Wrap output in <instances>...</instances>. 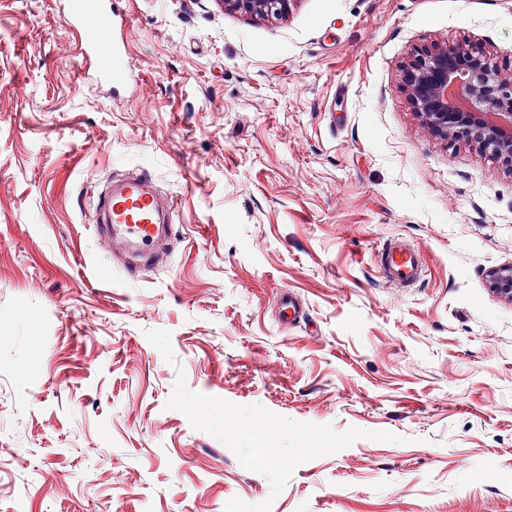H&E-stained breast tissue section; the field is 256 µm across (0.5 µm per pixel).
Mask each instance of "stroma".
<instances>
[{
    "label": "stroma",
    "instance_id": "obj_1",
    "mask_svg": "<svg viewBox=\"0 0 512 512\" xmlns=\"http://www.w3.org/2000/svg\"><path fill=\"white\" fill-rule=\"evenodd\" d=\"M136 80L80 76L59 0H0V512H512V166L427 127L422 55L512 80V0H121ZM146 169L172 257L126 273L96 194ZM421 252L383 279L389 238ZM307 315L274 319L282 291ZM171 334L176 364L148 341ZM191 390L397 435L268 479L181 412ZM294 0H225L224 4L232 9L248 14L282 16L288 13ZM378 259L383 278L391 285L412 286L422 277L420 252L403 237L387 240L378 253Z\"/></svg>",
    "mask_w": 512,
    "mask_h": 512
}]
</instances>
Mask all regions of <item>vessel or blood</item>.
Listing matches in <instances>:
<instances>
[{"mask_svg":"<svg viewBox=\"0 0 512 512\" xmlns=\"http://www.w3.org/2000/svg\"><path fill=\"white\" fill-rule=\"evenodd\" d=\"M67 19L84 35L82 78L116 87L128 84L131 65L126 49L113 37L126 24L119 0H67ZM95 211L97 234L110 239L119 253L139 264L168 261L177 202L161 190L154 175L143 171L113 178L98 194ZM378 259L389 284L408 287L422 277L420 252L405 238L387 240ZM302 313L300 299L284 292L279 300L281 323L292 324Z\"/></svg>","mask_w":512,"mask_h":512,"instance_id":"1","label":"vessel or blood"}]
</instances>
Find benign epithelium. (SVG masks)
Listing matches in <instances>:
<instances>
[{
  "instance_id": "obj_1",
  "label": "benign epithelium",
  "mask_w": 512,
  "mask_h": 512,
  "mask_svg": "<svg viewBox=\"0 0 512 512\" xmlns=\"http://www.w3.org/2000/svg\"><path fill=\"white\" fill-rule=\"evenodd\" d=\"M293 0H224L253 15L282 16ZM407 90L417 114L436 133L490 148L512 165V81L469 57L468 48L446 47L409 73Z\"/></svg>"
}]
</instances>
